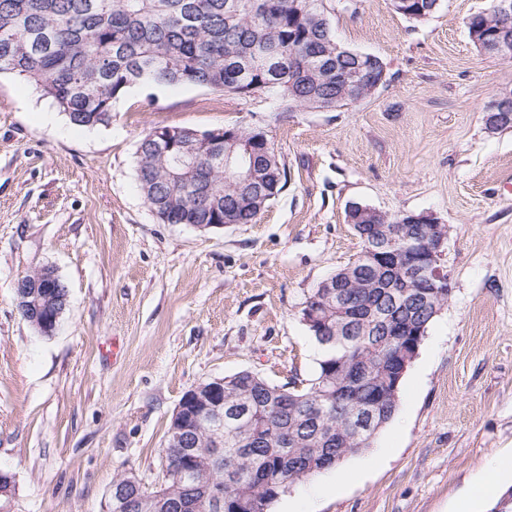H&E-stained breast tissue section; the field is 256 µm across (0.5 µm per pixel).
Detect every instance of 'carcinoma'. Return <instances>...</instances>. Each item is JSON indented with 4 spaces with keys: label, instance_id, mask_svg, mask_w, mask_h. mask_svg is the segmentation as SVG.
<instances>
[{
    "label": "carcinoma",
    "instance_id": "carcinoma-1",
    "mask_svg": "<svg viewBox=\"0 0 512 512\" xmlns=\"http://www.w3.org/2000/svg\"><path fill=\"white\" fill-rule=\"evenodd\" d=\"M333 0H0V74L35 85L77 127L112 123L114 102L136 85H191L226 96L275 95L282 112L336 109L358 102L345 93V77L362 68L381 73L380 58L360 56L336 39ZM500 20L489 8L470 15L468 34L490 38ZM167 151L150 137L169 131ZM268 179L270 195L284 186L285 171L274 143L255 129L236 127ZM189 155L178 173L174 156ZM136 176L147 204L164 224H251L259 209L246 204L243 188L224 178V136L198 138L195 130L156 127L137 147ZM398 215L379 213L354 225L362 242L350 265L365 263L363 234L390 229ZM401 271L378 279L350 278L338 270L336 294L316 288L305 305L323 309V328L308 330L323 347L315 376L297 388L271 383L243 370L224 378L223 454H200L183 465L180 450L164 447L169 478L156 494L175 496L180 482H196L199 512H213L210 494L222 488L224 512H269L293 484L331 470L371 447L396 416L400 387L388 358L402 343H421L448 304L444 293L427 305L408 295L385 297ZM372 415L366 430L349 414Z\"/></svg>",
    "mask_w": 512,
    "mask_h": 512
}]
</instances>
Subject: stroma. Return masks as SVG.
Wrapping results in <instances>:
<instances>
[{"mask_svg": "<svg viewBox=\"0 0 512 512\" xmlns=\"http://www.w3.org/2000/svg\"><path fill=\"white\" fill-rule=\"evenodd\" d=\"M489 0H440L428 19L350 0L337 39L387 81L330 112L276 111L195 86L131 88L109 126L80 128L33 85L0 76V469L12 512H107L114 477L160 481L170 418L194 385L242 370L315 375L306 298L361 242L350 205L436 214L453 293L406 372L395 418L367 451L293 485L270 512H481L471 486L512 452V131L485 129L512 62L465 21ZM262 128L287 183L252 224L160 223L136 179L153 127ZM54 267L68 305L53 335L15 305Z\"/></svg>", "mask_w": 512, "mask_h": 512, "instance_id": "obj_1", "label": "stroma"}]
</instances>
